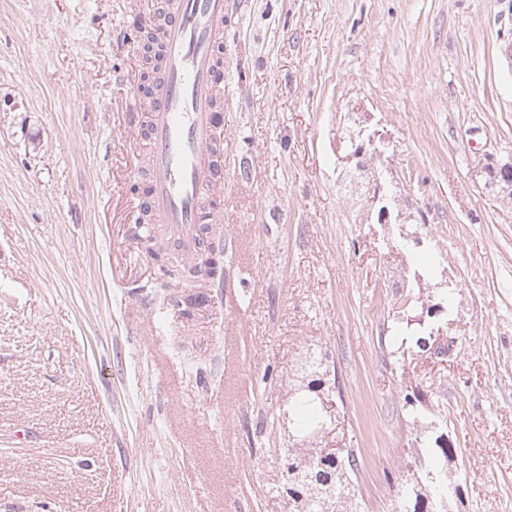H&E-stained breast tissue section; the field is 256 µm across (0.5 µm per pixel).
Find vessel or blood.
I'll use <instances>...</instances> for the list:
<instances>
[{
	"instance_id": "vessel-or-blood-1",
	"label": "vessel or blood",
	"mask_w": 512,
	"mask_h": 512,
	"mask_svg": "<svg viewBox=\"0 0 512 512\" xmlns=\"http://www.w3.org/2000/svg\"><path fill=\"white\" fill-rule=\"evenodd\" d=\"M226 0H166L159 41L160 86L145 127V198L154 233L182 258L200 250L198 227L223 196L224 115L216 77L224 71Z\"/></svg>"
}]
</instances>
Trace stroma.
I'll return each mask as SVG.
<instances>
[{"instance_id": "1", "label": "stroma", "mask_w": 512, "mask_h": 512, "mask_svg": "<svg viewBox=\"0 0 512 512\" xmlns=\"http://www.w3.org/2000/svg\"><path fill=\"white\" fill-rule=\"evenodd\" d=\"M160 3L0 0V512H290L279 407L311 351L339 378L322 445L359 449L361 512H393L427 463L403 396L428 384L461 512H512V198L484 173L512 164V0H230L231 244L194 322L132 236L130 90ZM363 126L414 223H364L344 160ZM447 291L429 323L453 355L382 348L403 300Z\"/></svg>"}]
</instances>
